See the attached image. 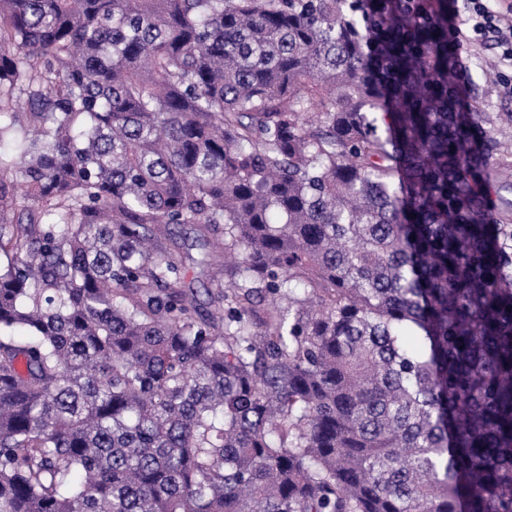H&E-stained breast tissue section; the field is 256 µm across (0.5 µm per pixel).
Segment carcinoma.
<instances>
[{"label": "carcinoma", "mask_w": 512, "mask_h": 512, "mask_svg": "<svg viewBox=\"0 0 512 512\" xmlns=\"http://www.w3.org/2000/svg\"><path fill=\"white\" fill-rule=\"evenodd\" d=\"M492 122L448 0H0V512H512ZM171 229L181 245L180 254L183 256L186 268H188V276L186 282L191 281L193 292L199 305L200 311L206 313L209 309L207 305V296L204 288H206L205 277L200 275V270L196 265L192 264L190 258H197L200 254L201 246L197 239L195 226L193 225H172ZM189 256V257H188Z\"/></svg>", "instance_id": "obj_1"}]
</instances>
